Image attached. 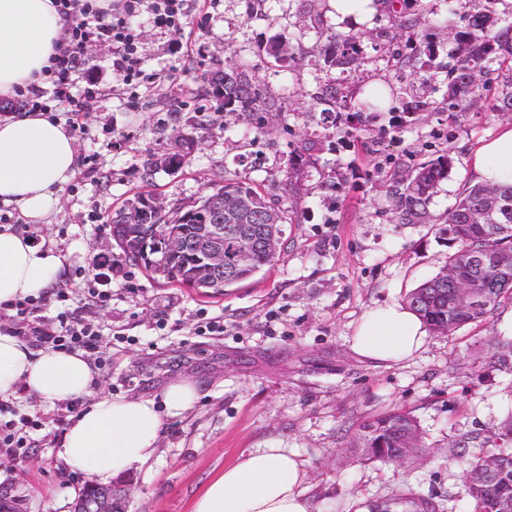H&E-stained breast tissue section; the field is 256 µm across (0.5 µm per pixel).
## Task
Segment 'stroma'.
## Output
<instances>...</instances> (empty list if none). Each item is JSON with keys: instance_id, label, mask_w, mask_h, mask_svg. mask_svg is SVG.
<instances>
[{"instance_id": "1", "label": "stroma", "mask_w": 512, "mask_h": 512, "mask_svg": "<svg viewBox=\"0 0 512 512\" xmlns=\"http://www.w3.org/2000/svg\"><path fill=\"white\" fill-rule=\"evenodd\" d=\"M424 2L432 55L411 54L394 36L399 21L421 14L411 2L399 17L378 11L373 37L361 43L366 65L328 73L318 48L338 29L330 0H191L189 50L179 60L166 52L168 34L141 15L142 76L130 88L113 79L106 47L86 48L85 63L101 83L85 132L74 135L78 174L48 223L35 228L46 248L67 255L61 285L74 295L48 300L41 314L51 320L65 311L101 331L109 362L95 372L96 393L159 401L177 378L198 387L189 410L165 417L156 455L133 470L129 512H190L215 475L254 448L293 449L308 469L304 493L324 512H358L402 490L433 498L444 512H470L450 446L512 413V369L465 370L460 360L492 337H512V300L452 335H429L418 355L389 367L360 362L348 342L368 309L403 299L455 250L432 225L396 223L387 193L394 175L447 156V176L429 205L445 218L475 182L474 151L512 123V112L494 107L501 79L479 105L448 98V71L470 30V0ZM276 35L293 43L295 62L270 55ZM231 64L274 97L258 135L248 134L244 120L217 113L198 125L202 73ZM326 85L347 94L385 85L390 103L354 114L352 132H341L329 114L309 109ZM180 131L196 139L180 169L148 174L146 159L169 152ZM308 144L313 162L291 187L288 160ZM227 180L257 185L285 212L273 266L207 298L160 284L124 259L108 213L148 192L172 210ZM98 254L114 261L112 301L104 307L83 295L78 275ZM204 315L223 316V335H198ZM13 406L12 419L29 422L27 448L0 446V482L19 483L26 512H72L88 477L65 469L56 450L83 400L50 407L23 393ZM396 407L419 420L426 456L407 469L350 463L358 426Z\"/></svg>"}]
</instances>
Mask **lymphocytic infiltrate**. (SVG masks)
Here are the masks:
<instances>
[{
	"label": "lymphocytic infiltrate",
	"mask_w": 512,
	"mask_h": 512,
	"mask_svg": "<svg viewBox=\"0 0 512 512\" xmlns=\"http://www.w3.org/2000/svg\"><path fill=\"white\" fill-rule=\"evenodd\" d=\"M54 4L61 13L71 17L72 23L55 46L47 76L48 88H31L25 107L30 112H45L52 104L63 105L66 124L71 130L84 131L88 110L98 95L97 89L91 86L85 87L80 95L72 93L75 74L88 46L111 48L113 76L126 85L135 83L142 75V61L134 21L146 11L155 27L171 34L169 54L175 56L182 50L181 36L187 25L189 0H111L106 6L100 0H54ZM42 305V299L32 297L1 303L0 320H7L14 334L38 347L100 356L97 330L65 312L57 314L54 322L45 323L39 315Z\"/></svg>",
	"instance_id": "obj_1"
}]
</instances>
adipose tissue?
<instances>
[{"label":"adipose tissue","mask_w":512,"mask_h":512,"mask_svg":"<svg viewBox=\"0 0 512 512\" xmlns=\"http://www.w3.org/2000/svg\"><path fill=\"white\" fill-rule=\"evenodd\" d=\"M66 26L52 0H0V99L41 86ZM471 167L479 183H512V124L501 125L476 149ZM77 170L75 139L61 121L25 113L0 118V201L18 205L28 223L45 222ZM66 262L62 252L41 250L22 231L0 226V303L47 292L61 281ZM426 337L420 317L393 302L363 314L350 348L360 361L389 366L412 359ZM94 377L82 353L36 350L0 332V398L23 390L52 406L90 397L64 432L57 457L106 484L154 457L164 415L190 408L197 388L188 379L169 384L162 414L151 398L93 396ZM307 480L294 451L255 448L226 466L191 512H319L304 494Z\"/></svg>","instance_id":"obj_1"}]
</instances>
